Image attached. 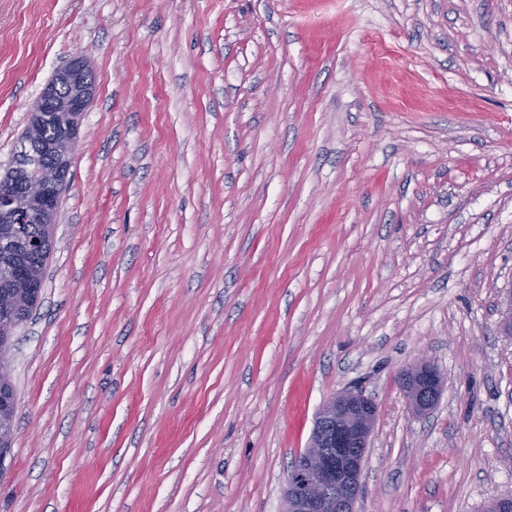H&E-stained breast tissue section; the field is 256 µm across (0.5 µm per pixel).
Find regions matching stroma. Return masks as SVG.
Segmentation results:
<instances>
[{
    "label": "stroma",
    "mask_w": 512,
    "mask_h": 512,
    "mask_svg": "<svg viewBox=\"0 0 512 512\" xmlns=\"http://www.w3.org/2000/svg\"><path fill=\"white\" fill-rule=\"evenodd\" d=\"M83 54L0 512H284L344 388L357 512L512 491V0H0V175ZM440 372L424 357H418L400 375L401 389L412 410L418 414L430 412L442 391Z\"/></svg>",
    "instance_id": "1"
}]
</instances>
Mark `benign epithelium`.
<instances>
[{"label":"benign epithelium","mask_w":512,"mask_h":512,"mask_svg":"<svg viewBox=\"0 0 512 512\" xmlns=\"http://www.w3.org/2000/svg\"><path fill=\"white\" fill-rule=\"evenodd\" d=\"M93 93L91 66L84 56L58 69L56 81L44 87L31 108L34 119L16 154H28L35 129L55 121L60 124L61 137L47 145L55 162L43 170L41 181L28 189L22 201L0 179V215L11 214L15 224L25 223L31 215L43 224L55 223L69 183L81 119ZM400 386L412 410L426 414L440 397L442 377L427 359L419 357L401 373ZM377 412L371 398L348 390L322 403L309 445L295 457L288 472L285 512H356Z\"/></svg>","instance_id":"benign-epithelium-1"}]
</instances>
